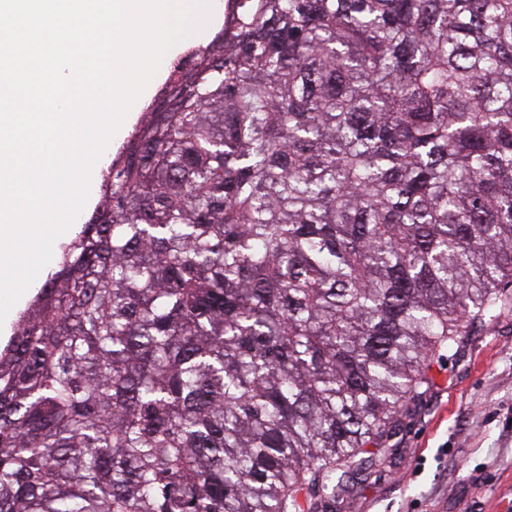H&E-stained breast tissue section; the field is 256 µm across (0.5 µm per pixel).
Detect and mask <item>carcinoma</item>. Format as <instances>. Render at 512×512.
Here are the masks:
<instances>
[{
  "label": "carcinoma",
  "instance_id": "obj_1",
  "mask_svg": "<svg viewBox=\"0 0 512 512\" xmlns=\"http://www.w3.org/2000/svg\"><path fill=\"white\" fill-rule=\"evenodd\" d=\"M0 349V512H310L512 288V0H233Z\"/></svg>",
  "mask_w": 512,
  "mask_h": 512
}]
</instances>
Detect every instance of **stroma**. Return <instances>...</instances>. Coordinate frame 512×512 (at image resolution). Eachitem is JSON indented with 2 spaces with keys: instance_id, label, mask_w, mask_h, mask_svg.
<instances>
[{
  "instance_id": "obj_1",
  "label": "stroma",
  "mask_w": 512,
  "mask_h": 512,
  "mask_svg": "<svg viewBox=\"0 0 512 512\" xmlns=\"http://www.w3.org/2000/svg\"><path fill=\"white\" fill-rule=\"evenodd\" d=\"M414 415L381 441L370 475L311 512H512V309L433 364Z\"/></svg>"
}]
</instances>
